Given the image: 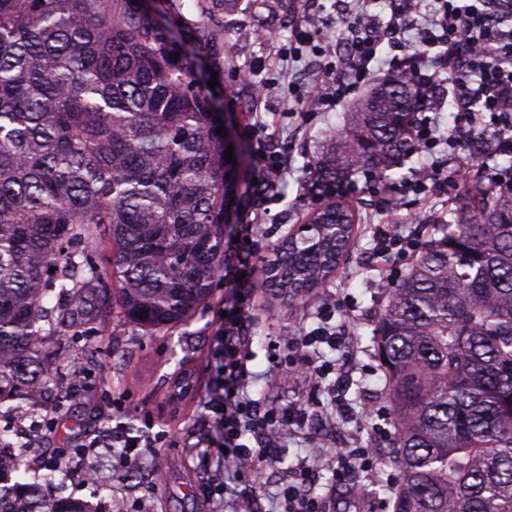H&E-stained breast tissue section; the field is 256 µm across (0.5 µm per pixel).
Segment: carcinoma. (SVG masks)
<instances>
[{
    "mask_svg": "<svg viewBox=\"0 0 512 512\" xmlns=\"http://www.w3.org/2000/svg\"><path fill=\"white\" fill-rule=\"evenodd\" d=\"M133 0H0V396L48 374L40 336L100 318L189 321L224 268L234 188L219 113L174 54L195 45ZM404 74L373 89L314 159L325 180L414 152ZM315 212L272 246L262 283L324 286L356 212ZM388 298L375 328L403 472L393 512H512V193L475 183ZM0 464V512H93Z\"/></svg>",
    "mask_w": 512,
    "mask_h": 512,
    "instance_id": "obj_1",
    "label": "carcinoma"
}]
</instances>
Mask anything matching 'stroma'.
<instances>
[{
	"instance_id": "1",
	"label": "stroma",
	"mask_w": 512,
	"mask_h": 512,
	"mask_svg": "<svg viewBox=\"0 0 512 512\" xmlns=\"http://www.w3.org/2000/svg\"><path fill=\"white\" fill-rule=\"evenodd\" d=\"M176 2L188 29L204 21L196 0ZM340 11V0H236L233 6L214 8L204 21L221 33L222 46L215 51L208 44H200L193 74L216 112L234 123L237 150L246 157L245 165L235 171L238 193L224 227V239L232 244L224 252L226 270L215 280L212 300L188 324L149 333L112 314L107 327H93L78 336L45 337L46 348L61 350L48 367L58 380L36 405L45 428L37 443V456L27 459V481L41 483L49 494L98 505L100 512H217L213 470L188 443L204 432L209 420L202 400L213 376V353L224 325V301L234 287L229 269L241 256L247 257L256 285L247 311L255 355L249 368L256 375L251 396L276 406L306 399V385H283L267 377L270 345L316 327L323 300L332 296L337 310L345 312L352 336L347 355L355 382L346 398L354 408L368 406L381 416H389L384 373L373 339L385 303L380 277L387 273L401 279L414 254L436 237L439 224L447 222L448 203L462 189L441 177H426L427 158H447L454 164L468 160L472 132L465 118L457 114L453 94L444 90L434 114L444 138L430 154H412L385 177L360 169L343 182L320 180L310 161L345 126L352 104L347 101L336 110L317 112L307 119L289 112L288 86L306 85L308 67L303 60L282 61L278 49L292 40L295 21L305 12L315 16L322 38L339 41L343 32ZM253 81L276 84L272 96L259 106L252 100L249 84ZM451 136L456 138L457 147H449L447 139ZM275 143L287 149L288 169L260 194L254 180L262 156ZM422 177L427 183L420 193L414 184ZM330 201L357 209L360 217L352 244L335 274L301 302L272 295L260 285L270 246ZM254 211L264 212L265 222L258 240L248 242L243 226L250 223ZM379 224L410 237L412 252L374 258V231ZM76 357L82 360L86 386L70 395L65 378L70 374L71 359ZM121 423L134 430L149 425L158 431L169 429L173 444L165 451L168 464L156 465L157 451L153 448L143 449L135 467L126 466L111 449L101 448L93 457L95 483L87 485L64 475L49 477L44 455L72 450L96 437L102 427ZM316 439L333 449L352 441L371 449V473L380 485L379 493L358 499L348 485L335 481L331 470H323L315 492L323 498L324 512H392L389 489L403 478L402 471L389 461L392 434L370 425L359 427L352 420L340 421L332 432L315 428L310 438L289 441L280 456L282 466L295 463Z\"/></svg>"
}]
</instances>
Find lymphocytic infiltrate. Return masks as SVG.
Masks as SVG:
<instances>
[{"instance_id":"lymphocytic-infiltrate-1","label":"lymphocytic infiltrate","mask_w":512,"mask_h":512,"mask_svg":"<svg viewBox=\"0 0 512 512\" xmlns=\"http://www.w3.org/2000/svg\"><path fill=\"white\" fill-rule=\"evenodd\" d=\"M421 0H404L387 24L369 12L370 0H348L343 16L346 53L332 55L326 43H315V33L297 27L294 44L285 49L288 58L302 57L311 50L316 67L304 93L293 95L294 104L307 112L337 106L358 86L386 81L408 73L425 117L416 130V149L423 152L435 141L436 125L430 113L440 85H451L458 111L464 112L478 129L494 130L499 150L512 155V31L503 30L500 19L512 15V0H437L433 13L419 18ZM415 39H407L409 30ZM394 50L392 67L377 68L382 48ZM244 289L235 291L238 314L227 315L215 352L220 383L205 400L213 411L209 431L196 442L200 448L222 449V466L233 482L224 497L237 512H260L261 499L274 494L277 512H323L310 490L327 460L322 446L310 448L295 466L275 473L279 450L293 436L313 424L335 427L338 418L350 411L340 393L352 385L347 366L324 361V349L344 350L349 342L347 325L330 327L332 304H324L317 327L286 342V353L274 360L269 377L281 383H306L313 394H333V412L318 413L303 402L273 407L251 398L248 388L254 359L252 338L246 333V315L241 307ZM168 431L132 434L116 427L103 429L91 440L94 448H118L123 459H131L135 448H162Z\"/></svg>"}]
</instances>
